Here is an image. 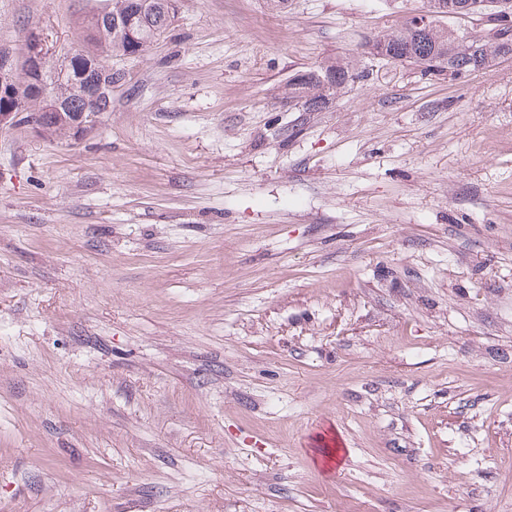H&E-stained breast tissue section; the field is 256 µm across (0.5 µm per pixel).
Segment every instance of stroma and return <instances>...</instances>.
Segmentation results:
<instances>
[{
  "label": "stroma",
  "instance_id": "35a3bbf8",
  "mask_svg": "<svg viewBox=\"0 0 512 512\" xmlns=\"http://www.w3.org/2000/svg\"><path fill=\"white\" fill-rule=\"evenodd\" d=\"M423 5L178 0L94 133L0 132V512H512V59L373 58ZM358 76L356 60L350 57L338 59L319 65L301 78L289 80L285 95L291 101L304 100L303 112H316L323 107L327 96H339Z\"/></svg>",
  "mask_w": 512,
  "mask_h": 512
}]
</instances>
